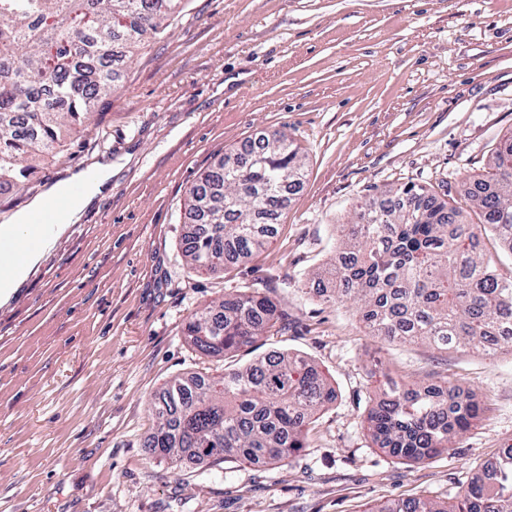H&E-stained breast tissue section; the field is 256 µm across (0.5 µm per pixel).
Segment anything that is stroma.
<instances>
[{
	"mask_svg": "<svg viewBox=\"0 0 512 512\" xmlns=\"http://www.w3.org/2000/svg\"><path fill=\"white\" fill-rule=\"evenodd\" d=\"M512 131V0H183L134 50L84 128L0 195V225L76 170L112 184L0 306V512H370L439 501L512 446V352L485 357L368 336L354 308L300 273L382 190L421 186L471 215L472 176ZM286 134L305 173L268 248L223 274L183 256L187 190L250 141ZM258 291L285 328L228 358L188 319ZM272 352L319 366L336 400L288 462L175 468L147 455L150 400L170 380ZM448 376L481 415L448 453L407 462L363 426L387 375Z\"/></svg>",
	"mask_w": 512,
	"mask_h": 512,
	"instance_id": "stroma-1",
	"label": "stroma"
}]
</instances>
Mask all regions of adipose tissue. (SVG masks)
<instances>
[{
    "label": "adipose tissue",
    "mask_w": 512,
    "mask_h": 512,
    "mask_svg": "<svg viewBox=\"0 0 512 512\" xmlns=\"http://www.w3.org/2000/svg\"><path fill=\"white\" fill-rule=\"evenodd\" d=\"M112 178V163L105 160L97 163L93 172L77 171L69 178L51 185L47 191L36 197L27 209L14 215L8 223L10 229L27 232L37 239L36 248L20 256L4 259L0 257V302L8 300L18 285L27 277L31 269L53 247L64 231L65 224L80 220L84 211L94 200L109 188ZM82 185L79 195H71L73 185ZM65 197L69 200V210L65 224H44L40 218L45 213L49 201Z\"/></svg>",
    "instance_id": "adipose-tissue-1"
}]
</instances>
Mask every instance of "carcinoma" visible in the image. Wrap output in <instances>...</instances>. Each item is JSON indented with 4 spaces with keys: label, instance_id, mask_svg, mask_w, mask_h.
<instances>
[{
    "label": "carcinoma",
    "instance_id": "obj_1",
    "mask_svg": "<svg viewBox=\"0 0 512 512\" xmlns=\"http://www.w3.org/2000/svg\"><path fill=\"white\" fill-rule=\"evenodd\" d=\"M182 0H0V193L26 188L33 161L49 156L66 130L85 123L115 82L125 58L167 28ZM303 168L283 138L200 174L187 206L204 217L187 240L197 271L218 272L262 252ZM477 221L423 187L389 192L340 225L338 261L309 277L327 301L350 302L367 333L389 343L425 342L486 357L512 351V275L480 254L484 235L512 249V131L491 171L473 180ZM286 313L257 293L237 290L193 314L186 338L204 355L229 357L281 326ZM336 390L310 361L280 353L218 377L169 384L150 404L156 419L147 452L179 466L212 467L242 459L283 463L306 447L313 418ZM480 407L461 399L448 377L433 383L387 382L365 423L397 458L419 462L447 453L477 421ZM371 512H512V447L483 466V477L455 500L414 498Z\"/></svg>",
    "mask_w": 512,
    "mask_h": 512
}]
</instances>
